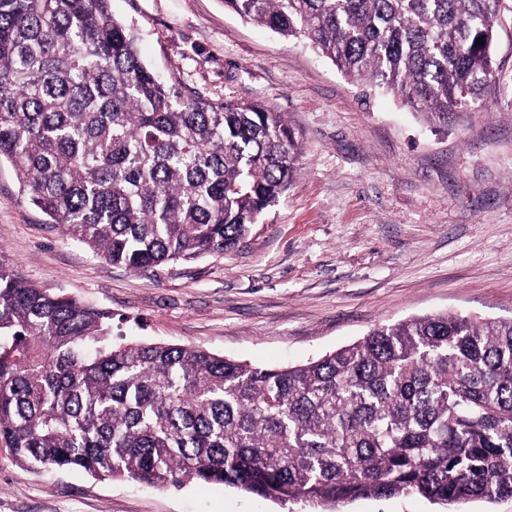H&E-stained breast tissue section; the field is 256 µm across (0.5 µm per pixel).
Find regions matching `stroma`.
Masks as SVG:
<instances>
[{"mask_svg":"<svg viewBox=\"0 0 512 512\" xmlns=\"http://www.w3.org/2000/svg\"><path fill=\"white\" fill-rule=\"evenodd\" d=\"M143 61L212 101L283 114L300 149L285 196L221 256L130 270L65 236L0 164V267L103 314L115 342L304 363L377 324L437 313L512 320V0L478 111L433 127L224 0H111ZM0 512H312L221 484L151 489L18 466L0 441ZM334 512H448L415 497Z\"/></svg>","mask_w":512,"mask_h":512,"instance_id":"35a3bbf8","label":"stroma"}]
</instances>
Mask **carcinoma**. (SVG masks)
Masks as SVG:
<instances>
[{
    "instance_id": "cac0c4a2",
    "label": "carcinoma",
    "mask_w": 512,
    "mask_h": 512,
    "mask_svg": "<svg viewBox=\"0 0 512 512\" xmlns=\"http://www.w3.org/2000/svg\"><path fill=\"white\" fill-rule=\"evenodd\" d=\"M110 2L0 0V161L115 265L222 255L288 191L298 143L280 112L163 80ZM503 4L224 0L443 127L484 96ZM109 335L0 268V439L18 465L284 504L512 497L511 320L413 317L281 367Z\"/></svg>"
}]
</instances>
